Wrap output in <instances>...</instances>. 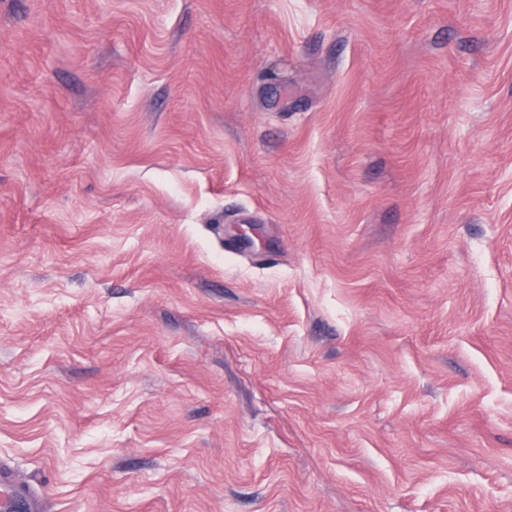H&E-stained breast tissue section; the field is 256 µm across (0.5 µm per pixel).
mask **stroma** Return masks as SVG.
<instances>
[{
    "label": "stroma",
    "instance_id": "35a3bbf8",
    "mask_svg": "<svg viewBox=\"0 0 512 512\" xmlns=\"http://www.w3.org/2000/svg\"><path fill=\"white\" fill-rule=\"evenodd\" d=\"M0 467L512 512V0H0Z\"/></svg>",
    "mask_w": 512,
    "mask_h": 512
}]
</instances>
